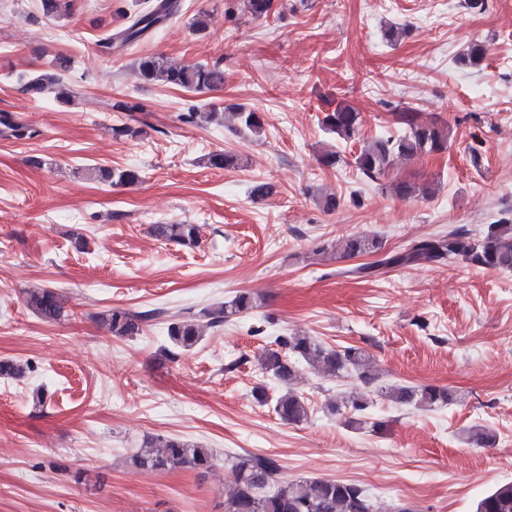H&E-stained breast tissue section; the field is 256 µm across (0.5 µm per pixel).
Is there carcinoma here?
<instances>
[{"label": "carcinoma", "mask_w": 512, "mask_h": 512, "mask_svg": "<svg viewBox=\"0 0 512 512\" xmlns=\"http://www.w3.org/2000/svg\"><path fill=\"white\" fill-rule=\"evenodd\" d=\"M274 10V0H242V11L254 19L267 18ZM182 11V0H151V4L130 16H122L124 23L113 29L103 46L116 55L131 44L143 40L152 31L175 18ZM72 60L61 56L54 60L55 72L30 77L23 91L40 97L57 85L62 74L69 71ZM142 80L149 83L180 87L188 92L215 91L224 85V68L215 63L175 65L158 56H146L137 62ZM241 133L259 135L264 129L261 113L243 106L230 107ZM396 124L402 134L396 138L375 139L361 147L354 158L359 172L374 181L388 175L394 157L413 159L423 155L441 154L448 150L451 130L438 118L423 120L420 113L401 109L395 113ZM325 130L348 141L355 138L361 126L360 113L348 104L339 103L322 119ZM0 135L16 140L30 139L38 132L18 121L11 113H0ZM206 165L216 169L236 168L243 165L240 156L213 152L206 157ZM93 178L113 186H130L140 181L139 171L131 168L92 167ZM394 194L401 199L426 195L429 188L408 180L390 184ZM153 233L169 242L195 247L200 240V227L196 224H156ZM365 254H378L380 259L369 265L341 269L338 274L371 278L385 268L409 267L430 262H455L458 259L494 270L512 271V218L504 217L487 226L481 238L475 239L462 228L445 235L412 242L401 252L383 251L382 242L375 236L351 235L340 241V257L355 258ZM26 304L43 320L52 322L61 318L63 307L57 293L40 288L32 291ZM260 306L258 299L249 293H239L232 299L213 304L200 310L199 317L178 320L168 326V339L173 348L170 355L188 351L202 340V327L218 328L240 314ZM146 315H137L122 308H113L105 314V321L114 336H135L142 330L141 321ZM278 349H268L261 357L263 369L284 385L291 384L299 368L307 364L321 375L336 378L355 374L365 385L392 402L415 407L434 409L452 404L455 394L449 389L430 386L386 384L371 373V357L363 349L344 346L327 347L313 336L294 333L275 339ZM371 400L363 394H351L344 401L355 418L349 424H362L359 416ZM274 411L288 423H301L308 418L309 407L304 398L288 389L274 400ZM467 442L475 448H489L495 443L493 433L476 426L469 430ZM138 469L165 471L191 467L208 472L215 466L211 449L189 443L179 438L158 436L137 449L129 457ZM235 489L225 503V512H374L372 498L357 484L339 480L284 481L278 477L277 464L265 457L241 459L233 465ZM476 512H512V482L496 486L477 503Z\"/></svg>", "instance_id": "cac0c4a2"}]
</instances>
